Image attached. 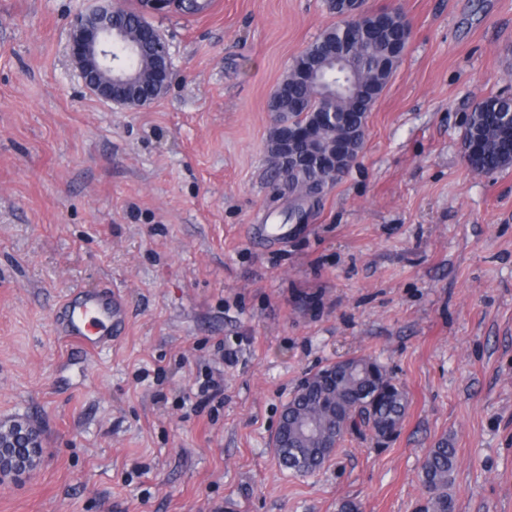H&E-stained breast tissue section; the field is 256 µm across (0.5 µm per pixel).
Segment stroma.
<instances>
[{"instance_id":"stroma-1","label":"stroma","mask_w":512,"mask_h":512,"mask_svg":"<svg viewBox=\"0 0 512 512\" xmlns=\"http://www.w3.org/2000/svg\"><path fill=\"white\" fill-rule=\"evenodd\" d=\"M411 22L363 149L287 239L269 101L337 18L324 0L159 14L166 93L89 96L69 59L89 0H0V421L46 460L0 512H417L422 461L457 450L453 512H512V167L479 174L462 116L512 86V0H367ZM126 321L94 353L55 336L75 288ZM378 357L407 395L386 444L319 472L270 446L303 378ZM215 378L212 406L186 399Z\"/></svg>"}]
</instances>
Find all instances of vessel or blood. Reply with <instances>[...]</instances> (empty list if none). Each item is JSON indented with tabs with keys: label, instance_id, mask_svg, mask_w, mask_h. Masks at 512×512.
Wrapping results in <instances>:
<instances>
[{
	"label": "vessel or blood",
	"instance_id": "vessel-or-blood-1",
	"mask_svg": "<svg viewBox=\"0 0 512 512\" xmlns=\"http://www.w3.org/2000/svg\"><path fill=\"white\" fill-rule=\"evenodd\" d=\"M122 314L123 304L110 290L79 288L66 296L57 326L68 341L93 351L111 343L106 327Z\"/></svg>",
	"mask_w": 512,
	"mask_h": 512
}]
</instances>
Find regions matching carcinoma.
Wrapping results in <instances>:
<instances>
[{"label":"carcinoma","mask_w":512,"mask_h":512,"mask_svg":"<svg viewBox=\"0 0 512 512\" xmlns=\"http://www.w3.org/2000/svg\"><path fill=\"white\" fill-rule=\"evenodd\" d=\"M379 26L370 40H365L359 22L334 26L297 57L275 94L276 112H290L294 123L302 126L314 112H335L338 121L315 126V138L322 151L336 147L340 139L356 135L367 113L386 88L399 67L402 57L390 56L392 45L407 41L408 34L400 11L384 8L370 11ZM127 39L140 45L134 55L125 42L114 45V53L132 59L140 76L149 67L150 45L142 39L144 24L136 18L126 22ZM338 40L347 41L354 49L359 82L376 85L366 95L336 96L326 92L336 82L333 47ZM512 101L505 95H491L477 100L467 117L464 136L477 139L482 149L468 158L476 171L489 173L512 166V147L503 139ZM288 192L304 198L312 185H328L330 174L319 167L289 171L276 169ZM288 434L296 432L304 420L313 422L320 435L336 443L334 448H320L306 442L299 448H277L281 466L297 475H310L320 470L353 435H370L378 442L395 436L406 410L405 394L378 360L368 355L343 357L317 371L315 382L298 390L286 406ZM456 449L448 446V438L438 441L425 455L421 467L424 500L419 512H453L449 493L455 468Z\"/></svg>","instance_id":"1"}]
</instances>
